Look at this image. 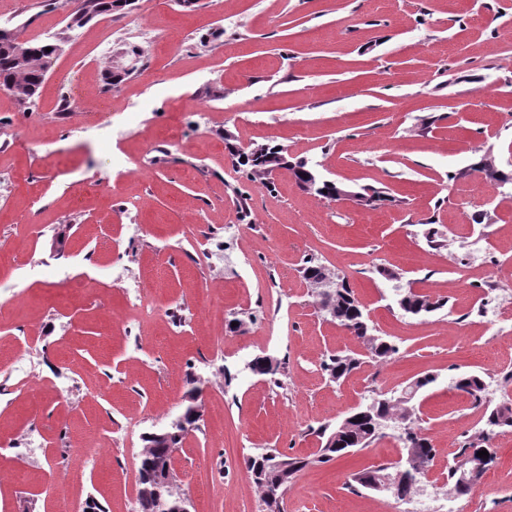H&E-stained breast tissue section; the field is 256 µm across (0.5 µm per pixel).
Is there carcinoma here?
I'll use <instances>...</instances> for the list:
<instances>
[{"label": "carcinoma", "mask_w": 512, "mask_h": 512, "mask_svg": "<svg viewBox=\"0 0 512 512\" xmlns=\"http://www.w3.org/2000/svg\"><path fill=\"white\" fill-rule=\"evenodd\" d=\"M130 5V0H82L81 12L70 15L67 27H81L88 21L103 15H110L114 10H121ZM51 51H46V48ZM57 53L51 41L32 39L19 46L11 42H0V88L9 92L20 106L28 110L35 104L39 89L44 83ZM398 307L409 317H424L445 306L444 300H432L427 295L414 291L413 288H397ZM320 310L326 317L334 319L340 327L349 326L352 335L368 347L371 358L385 360L398 353V347L384 337L375 341L369 340L373 335V326L367 321L366 306L355 296L348 284L327 297L319 300ZM361 359L353 354L335 353L323 363V370L328 376L338 382L360 367ZM251 372L269 377L271 383L281 387L280 366L271 367L256 361L249 364ZM185 396L190 399L189 407L185 409L187 426L180 428V433L171 439V445H165L163 440H153L144 437L145 446L140 459L139 470H149L157 462L165 460L171 448H178L185 436L197 429L196 419L192 408L201 407L200 397L202 388L198 380L189 377L186 380ZM454 388L470 396L472 403L479 407L487 402V383L478 374L458 378ZM403 420L402 431L397 436L402 444V453L411 448L419 449L424 464V470H429L433 464L435 448L415 424V410H407L400 403L380 402L372 413L355 417L349 426L341 430L339 426L324 425L318 429L322 439L321 448L313 456H290L276 448H265L263 451L248 455L244 464L252 481L261 492L264 512H280V504L288 486L296 476L311 467L334 462L350 453L367 448L381 436L379 424L385 420L392 421L396 415ZM485 429L476 438L464 441L460 453L469 451L475 453L489 449V440L498 430L512 427V401L506 400L484 414ZM395 464H379L352 474V487L370 488L371 483L379 476L393 469Z\"/></svg>", "instance_id": "1"}]
</instances>
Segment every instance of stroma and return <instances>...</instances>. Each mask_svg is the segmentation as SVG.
<instances>
[{
  "instance_id": "stroma-1",
  "label": "stroma",
  "mask_w": 512,
  "mask_h": 512,
  "mask_svg": "<svg viewBox=\"0 0 512 512\" xmlns=\"http://www.w3.org/2000/svg\"><path fill=\"white\" fill-rule=\"evenodd\" d=\"M71 9L0 0V27L64 40L30 111L0 89V512H83L91 497L134 512L142 437L181 410L190 375L204 419L175 470L191 512H262L244 455L315 453L321 425L427 373L426 512H512V436H494L468 495L448 485L484 428L454 378L486 376L495 405L512 395V184L468 170L489 152L512 173V0H134L70 30ZM132 51L135 72L107 85ZM106 87L111 137L94 110ZM228 138L390 201L313 197L285 170L252 181ZM307 257L349 280L392 359L331 381L323 362L361 345L318 312ZM382 267L444 307L404 316ZM263 355L283 387L249 370ZM70 448L88 454L60 469ZM401 456L390 432L304 470L285 512H415L345 487Z\"/></svg>"
}]
</instances>
